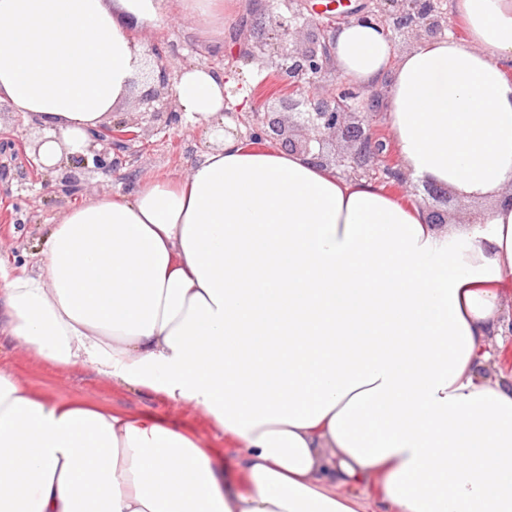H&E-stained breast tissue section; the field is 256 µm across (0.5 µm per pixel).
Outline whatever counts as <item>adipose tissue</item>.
<instances>
[{
    "mask_svg": "<svg viewBox=\"0 0 512 512\" xmlns=\"http://www.w3.org/2000/svg\"><path fill=\"white\" fill-rule=\"evenodd\" d=\"M208 28L224 0H0V105L45 133L54 167L85 153L146 65L137 36L173 10ZM466 40L396 52L383 29L331 34L347 83L386 85L400 172L485 203L430 223L383 185L221 129L231 78L175 85L218 144L186 174L96 193L53 224L37 273L0 276V326L53 368L205 410L247 479L176 423L58 399L0 370V512H512V0H448ZM265 272L245 293L228 283ZM208 339L191 354L188 336ZM249 347H241V335ZM428 337L352 366L345 336ZM348 488L336 496L334 485Z\"/></svg>",
    "mask_w": 512,
    "mask_h": 512,
    "instance_id": "1",
    "label": "adipose tissue"
}]
</instances>
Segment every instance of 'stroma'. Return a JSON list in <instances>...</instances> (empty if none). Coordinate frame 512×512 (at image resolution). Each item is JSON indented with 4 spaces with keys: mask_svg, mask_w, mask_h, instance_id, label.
<instances>
[{
    "mask_svg": "<svg viewBox=\"0 0 512 512\" xmlns=\"http://www.w3.org/2000/svg\"><path fill=\"white\" fill-rule=\"evenodd\" d=\"M225 10L234 14L232 30L237 42H252L257 23L267 9L263 0H224ZM145 47L173 46V68L190 64H204L234 73L242 91L249 92L260 78L251 63L232 54L217 51L214 36L196 28L190 21L173 14L168 25L150 33L144 39ZM147 81L133 85L127 98L114 110L113 119L135 124L142 136L139 150L111 176H103L92 167L78 164L73 156L63 155L58 165L38 176L26 173L12 151L0 150V274L10 273L13 266L26 264L37 271L39 260L52 224L69 206L83 202L94 193L127 190L137 175L182 174L204 152L213 147L209 131L186 123L158 130L148 115L149 110L176 107L173 96L143 104L150 89ZM73 174L79 183L75 194H65L60 180L64 174ZM0 368L14 371L37 390L58 398L89 397L94 402L129 415L152 414L185 426L198 442L224 451L225 461L236 456L235 444L217 434L205 414L184 408L163 397L146 392H134L124 386L106 382L91 369L57 370L32 355L15 351L14 341L0 334Z\"/></svg>",
    "mask_w": 512,
    "mask_h": 512,
    "instance_id": "obj_1",
    "label": "stroma"
}]
</instances>
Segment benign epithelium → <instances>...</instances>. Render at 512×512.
Listing matches in <instances>:
<instances>
[{
    "label": "benign epithelium",
    "mask_w": 512,
    "mask_h": 512,
    "mask_svg": "<svg viewBox=\"0 0 512 512\" xmlns=\"http://www.w3.org/2000/svg\"><path fill=\"white\" fill-rule=\"evenodd\" d=\"M285 10L272 18L273 40L257 38L238 50V56L255 62L276 77L274 93L260 100L263 111L253 113L250 139L280 140L291 152L310 155L327 166L333 165L343 173L359 177L383 169L387 179L399 187H407V177L385 162L384 143L378 132L379 90H367L336 83V92L319 95L317 87L327 82L335 72L330 55V35L303 40L308 25L324 27L308 19L302 10V0H279ZM443 0H374V6L345 17L384 28L394 43L409 47L421 40L444 35L448 30V11ZM159 68L158 86L145 95L153 100L177 82L178 74L171 69L165 51H151ZM138 134L104 125L91 134L89 151L96 170L107 174L122 164L123 154L137 152L134 142ZM342 140L346 149L330 156L325 146ZM17 148V155L30 174L43 167L39 155H26L22 142L4 138L0 142Z\"/></svg>",
    "instance_id": "1"
}]
</instances>
